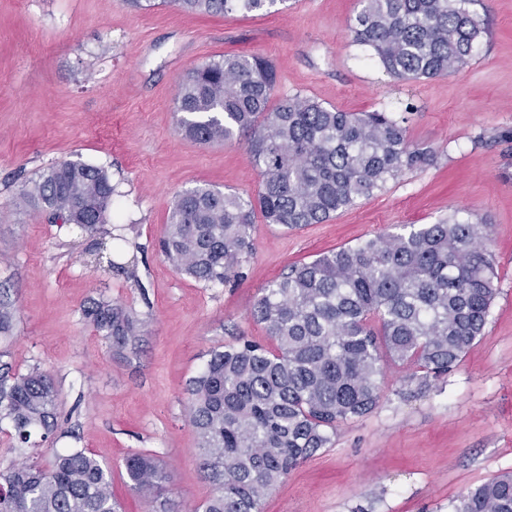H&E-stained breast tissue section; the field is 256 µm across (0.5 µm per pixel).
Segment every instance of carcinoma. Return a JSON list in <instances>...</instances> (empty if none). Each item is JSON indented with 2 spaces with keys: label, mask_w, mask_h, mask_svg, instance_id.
Listing matches in <instances>:
<instances>
[{
  "label": "carcinoma",
  "mask_w": 512,
  "mask_h": 512,
  "mask_svg": "<svg viewBox=\"0 0 512 512\" xmlns=\"http://www.w3.org/2000/svg\"><path fill=\"white\" fill-rule=\"evenodd\" d=\"M286 0H170L204 14L267 11ZM476 0H360L353 42L398 79H432L467 63L481 32ZM277 73L258 55L233 54L189 71L178 84L177 131L200 144L243 142L261 177L257 196L197 186L179 193L162 252L204 284L243 277L255 252V222L321 224L433 164L412 144L407 117L344 112L299 93L275 98ZM108 171L66 160L43 168L14 193L53 222L92 231L112 218ZM490 225L458 212L296 264L261 290L251 317L270 345L244 336L209 353L187 387L200 468L213 487L202 512H260L263 498L300 464L333 444L336 427L373 412L386 362L413 367L422 389L458 366L482 336L498 271ZM83 316L112 343L136 335L123 308L98 301ZM15 310L0 302V334ZM27 444L58 427V391L38 368L0 374V421ZM147 512H181L168 476L149 454L126 461ZM0 512H117L111 479L83 448L57 452L47 468H0ZM452 512H512V473L452 502Z\"/></svg>",
  "instance_id": "carcinoma-1"
}]
</instances>
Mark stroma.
<instances>
[{
	"mask_svg": "<svg viewBox=\"0 0 512 512\" xmlns=\"http://www.w3.org/2000/svg\"><path fill=\"white\" fill-rule=\"evenodd\" d=\"M359 0H284L272 13L211 16L125 0H0V292L16 310L0 335L13 371L49 372L60 427L18 446L0 423V466H48L84 448L109 468L120 512H145L125 460L155 457L169 493L198 506L212 487L199 466L186 387L211 350L266 333L251 316L262 288L291 265L463 209L491 228L497 295L485 334L426 389L406 365L385 369L366 417L340 424L331 447L269 492L261 512H451L460 495L512 471V0H478L483 32L469 63L434 79L399 80L352 41ZM271 60L278 91L346 112L403 111L409 140L433 164L321 224L257 222L241 281L204 284L161 254L177 193L206 185L256 193L243 145H202L176 132L174 98L190 69L226 54ZM108 169L118 194L109 224L81 232L16 208L18 187L50 163ZM106 241L108 262L90 250ZM104 300L138 323L113 345L83 318Z\"/></svg>",
	"mask_w": 512,
	"mask_h": 512,
	"instance_id": "obj_1",
	"label": "stroma"
}]
</instances>
